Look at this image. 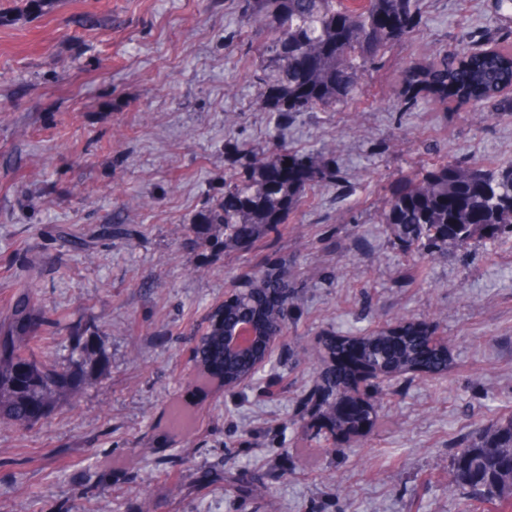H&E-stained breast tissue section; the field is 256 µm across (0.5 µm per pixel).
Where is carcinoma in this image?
<instances>
[{
    "instance_id": "carcinoma-1",
    "label": "carcinoma",
    "mask_w": 512,
    "mask_h": 512,
    "mask_svg": "<svg viewBox=\"0 0 512 512\" xmlns=\"http://www.w3.org/2000/svg\"><path fill=\"white\" fill-rule=\"evenodd\" d=\"M243 17L265 34L255 83L266 110L277 118L314 109H331L353 99L362 69L391 42L419 24L413 0H239ZM512 36L484 39L473 51L457 54L435 49L424 61L401 71V97L412 107L427 96L464 111L463 119L487 108L494 116H512ZM248 174L224 178L231 200L218 206L213 221L224 225L226 237L237 242L243 231L254 235L259 224H281L296 210L306 188L326 185L338 177L327 156L336 148L325 145L306 158L284 146L262 153L237 150ZM380 222L393 224L409 245L451 242L465 247L476 238L512 236V163L496 170L447 162L408 176L386 200ZM284 283L268 269L256 290L236 298L233 312L254 305V295L276 290ZM215 316L194 349L195 379L203 385L218 381L203 358L218 348ZM267 328L276 336L288 331L284 310L267 312ZM429 336L415 320L399 318L377 326L358 339H340L331 354H345L355 375L376 380L380 373L397 378L418 372L439 374L448 367L445 349L432 343L425 356L416 339ZM63 367L37 361L19 349L14 336L0 334V390L10 388V416L17 424L44 417V393L67 384ZM331 433L356 434L371 424L370 402L351 391L339 393L328 407ZM464 465L450 469L451 485L462 495L461 512H512V413L477 428L456 447Z\"/></svg>"
}]
</instances>
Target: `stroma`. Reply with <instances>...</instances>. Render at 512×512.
<instances>
[{"instance_id":"stroma-1","label":"stroma","mask_w":512,"mask_h":512,"mask_svg":"<svg viewBox=\"0 0 512 512\" xmlns=\"http://www.w3.org/2000/svg\"><path fill=\"white\" fill-rule=\"evenodd\" d=\"M418 5L361 96L280 131L237 0H0V329L27 310L38 360L74 378L39 423L0 418V512H458L456 443L512 411V237L422 257L378 213L402 173L512 161V119L402 105L405 64L502 25L492 0ZM101 12L110 26L78 25ZM230 142L338 144L339 179L231 244L208 221ZM271 267L290 329L261 378L197 387L194 335ZM402 316L445 341L448 372L390 381L370 432L319 451L328 346ZM174 402L194 413L184 438Z\"/></svg>"}]
</instances>
